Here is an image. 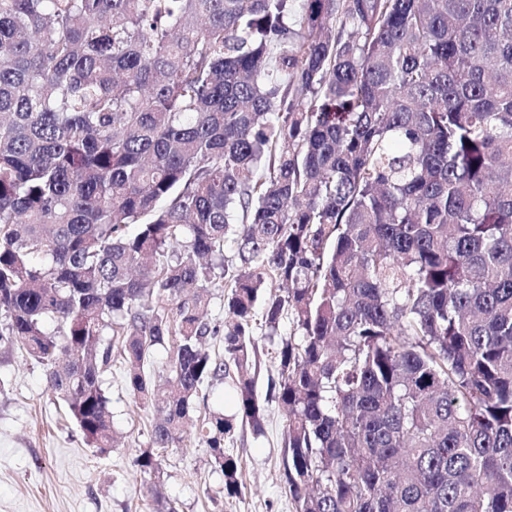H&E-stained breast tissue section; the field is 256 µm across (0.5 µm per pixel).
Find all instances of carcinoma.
<instances>
[{"instance_id":"obj_1","label":"carcinoma","mask_w":512,"mask_h":512,"mask_svg":"<svg viewBox=\"0 0 512 512\" xmlns=\"http://www.w3.org/2000/svg\"><path fill=\"white\" fill-rule=\"evenodd\" d=\"M114 336L155 448L235 369L230 495L275 402L296 512H512V0H0V347L100 449ZM275 352L276 344L269 343L268 341H259L255 361L258 393L262 399H264L266 394L269 377L271 375L276 377L274 367Z\"/></svg>"}]
</instances>
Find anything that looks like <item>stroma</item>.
I'll list each match as a JSON object with an SVG mask.
<instances>
[{
	"instance_id": "35a3bbf8",
	"label": "stroma",
	"mask_w": 512,
	"mask_h": 512,
	"mask_svg": "<svg viewBox=\"0 0 512 512\" xmlns=\"http://www.w3.org/2000/svg\"><path fill=\"white\" fill-rule=\"evenodd\" d=\"M121 355L103 375L117 443L103 452L89 445L65 403L47 387L45 368L19 349H0V512H154V488L178 512H295L283 482L284 414L266 406L263 434L237 425L224 449L239 460L241 491L230 496L196 432L161 450V473L140 470L150 449L154 413L126 387ZM231 377L210 381L196 401L195 420L233 414Z\"/></svg>"
}]
</instances>
